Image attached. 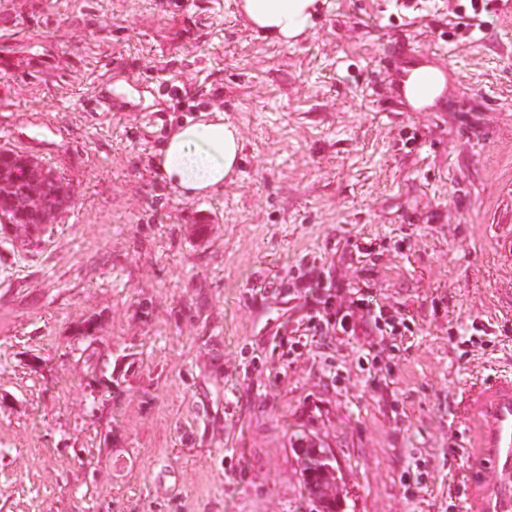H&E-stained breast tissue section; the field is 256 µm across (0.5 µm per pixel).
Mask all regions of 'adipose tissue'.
I'll use <instances>...</instances> for the list:
<instances>
[{
  "label": "adipose tissue",
  "instance_id": "1",
  "mask_svg": "<svg viewBox=\"0 0 512 512\" xmlns=\"http://www.w3.org/2000/svg\"><path fill=\"white\" fill-rule=\"evenodd\" d=\"M321 0H238L249 26L282 44L304 36L315 24ZM242 140L233 122L213 109L174 128L156 164L181 195L206 196L223 187L238 168Z\"/></svg>",
  "mask_w": 512,
  "mask_h": 512
}]
</instances>
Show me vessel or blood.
Here are the masks:
<instances>
[{
	"label": "vessel or blood",
	"instance_id": "vessel-or-blood-1",
	"mask_svg": "<svg viewBox=\"0 0 512 512\" xmlns=\"http://www.w3.org/2000/svg\"><path fill=\"white\" fill-rule=\"evenodd\" d=\"M468 408L482 449L471 458L468 489L480 497L478 512H512V375L476 383Z\"/></svg>",
	"mask_w": 512,
	"mask_h": 512
}]
</instances>
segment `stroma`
<instances>
[{"instance_id": "1", "label": "stroma", "mask_w": 512, "mask_h": 512, "mask_svg": "<svg viewBox=\"0 0 512 512\" xmlns=\"http://www.w3.org/2000/svg\"><path fill=\"white\" fill-rule=\"evenodd\" d=\"M393 46L452 69L427 111L391 98ZM214 107L238 173L180 197L155 159ZM4 149L71 202L0 230V512H312L301 434L340 512H462L459 394L512 370V0H325L290 45L237 0H0ZM305 256L416 317L393 377L356 365L373 335L290 350L309 309L264 287ZM297 450L301 453L302 477L315 512H336L340 507L336 467L326 450L313 440L298 436ZM305 439V440H304ZM304 440V442H303Z\"/></svg>"}]
</instances>
